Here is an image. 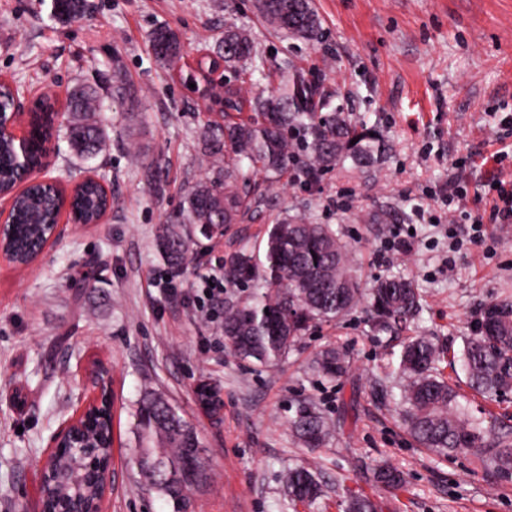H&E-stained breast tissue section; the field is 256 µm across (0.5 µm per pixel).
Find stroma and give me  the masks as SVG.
Wrapping results in <instances>:
<instances>
[{"label": "stroma", "instance_id": "35a3bbf8", "mask_svg": "<svg viewBox=\"0 0 512 512\" xmlns=\"http://www.w3.org/2000/svg\"><path fill=\"white\" fill-rule=\"evenodd\" d=\"M78 20L52 15V0H0V75L66 96L96 90L110 127L105 151L76 159L66 139L51 144L46 175L70 185L76 171L105 174L114 204L104 223L62 224L29 267L0 256V512H39V464L59 425L93 386L100 361L112 379V492L106 512H172L147 490L136 466L132 410L145 386L164 392L192 423L209 465L192 490V512H339L346 493L382 496L383 512H512V480L487 475L473 453H436L403 423L396 373L401 333H373L364 308L312 327L278 365L239 359L224 342V308L251 290L225 283L219 300L202 292L210 275L246 249L264 251L276 215L332 225L352 247L362 287L399 274L414 282L423 310L411 334L459 353L481 309L512 298V224L490 222L498 172L500 118L512 114V0H312L321 32L286 35L259 14L256 0H87ZM250 32L263 70L238 81L246 96L277 94L280 73L299 69L341 113L375 129L383 163H345L303 184L296 152L263 202L223 238H199L197 259L173 271L157 233L179 213L184 194L212 176L202 136L224 115L206 111L184 84L200 52L225 27ZM181 38L177 68L159 64L150 40L158 27ZM466 165L467 195L449 211L440 189L452 163ZM487 239L470 244L474 218ZM413 232L404 256L389 252L392 230ZM167 286H160V279ZM343 346L348 368L318 374L314 359ZM218 384L224 406L212 418L199 382ZM302 407L335 428L326 446L302 448L289 421ZM315 462L324 496L314 508L289 506L288 467ZM402 471L396 494H381L373 469Z\"/></svg>", "mask_w": 512, "mask_h": 512}]
</instances>
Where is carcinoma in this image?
<instances>
[{"label": "carcinoma", "mask_w": 512, "mask_h": 512, "mask_svg": "<svg viewBox=\"0 0 512 512\" xmlns=\"http://www.w3.org/2000/svg\"><path fill=\"white\" fill-rule=\"evenodd\" d=\"M297 11L292 21L280 15L281 0H258V10L273 26L307 39L318 37L321 22L311 0H294ZM86 0H53L55 15L71 21L82 15ZM152 46L156 58L173 66L182 58L181 41L167 27L156 30ZM209 55L224 61V69L237 71L255 58L247 34L228 29L209 49ZM326 100L300 70L288 73L278 96L242 95L241 89H224V124L208 126L209 155L220 160L214 177L198 182L184 197L181 214L161 225L157 246L173 268H181L194 255L197 236H224L251 210L249 174L241 162L277 179L292 157V139L301 137L309 154L305 170L307 183L315 185L326 171L351 161L359 168L376 166L386 146L370 130L339 117L323 119L317 112ZM96 91L79 87L66 99L65 135L76 156L84 161L97 157L109 139L107 126L96 117ZM48 127L37 125L31 133L28 162L41 159V141ZM22 160L14 144L0 138V189L8 190L21 179ZM103 203L101 188L92 181L81 183L74 208L88 221L94 220ZM50 210L48 197L39 185H31L14 200L13 233L7 242L21 264L32 263L45 233L44 215ZM233 284L252 288L250 298L224 311V338L240 359L257 366L279 364L313 322H333L363 305L372 329L384 332L407 330L420 307V293L414 283L399 275L382 278L368 289L360 281L350 259V248L329 224L307 219H278L267 230L264 258L242 252L231 260L228 271ZM498 313L481 317L471 336L464 340L460 360L467 385L488 402H501L512 392V300L493 303ZM443 352L427 336H412L402 345L397 372L405 385L400 404L416 441L437 453L476 450L485 470L500 478L512 477V428L498 426L495 446L488 444L492 426L470 414L460 403L459 393L443 376L439 364ZM317 365L329 378L346 372V357L336 348L320 353ZM198 400L218 410L223 406L221 389L201 382ZM293 437L307 448H320L333 437V429L318 412L304 407L289 421ZM138 441L136 464L144 485L172 504V512H186L185 483L199 487L208 471L203 446L195 429L161 393L146 391L134 412ZM88 444L69 442L51 454L47 470L60 471L73 459H80L86 473V500L94 502L104 474L100 462L110 454L111 419H95L85 428ZM374 480L391 492L404 482L402 473L379 464ZM288 503L311 507L322 496L316 472L306 464L288 468L283 476ZM343 512H382L381 501L365 494H349L341 503Z\"/></svg>", "instance_id": "1"}]
</instances>
